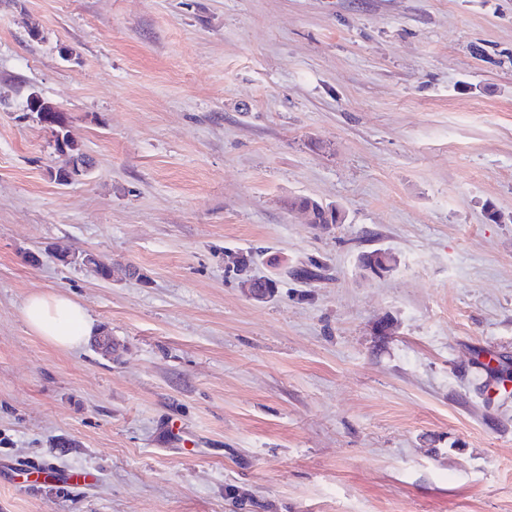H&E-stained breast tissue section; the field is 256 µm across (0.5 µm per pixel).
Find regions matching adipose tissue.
I'll return each instance as SVG.
<instances>
[{
  "instance_id": "ef3b65f1",
  "label": "adipose tissue",
  "mask_w": 512,
  "mask_h": 512,
  "mask_svg": "<svg viewBox=\"0 0 512 512\" xmlns=\"http://www.w3.org/2000/svg\"><path fill=\"white\" fill-rule=\"evenodd\" d=\"M22 315L26 325L48 344L73 350L95 331L87 309L62 293H36L25 300Z\"/></svg>"
}]
</instances>
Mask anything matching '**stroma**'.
Returning <instances> with one entry per match:
<instances>
[{"label": "stroma", "mask_w": 512, "mask_h": 512, "mask_svg": "<svg viewBox=\"0 0 512 512\" xmlns=\"http://www.w3.org/2000/svg\"><path fill=\"white\" fill-rule=\"evenodd\" d=\"M0 512H512V0H0ZM55 110H56V112H48L50 114H53L52 122H51V124L53 126L51 127V130H52V137H53V141H54V145H53L54 149L58 153L66 154V155L70 156V158L72 160V166L73 165L80 166V164H82L86 161L85 156H84L83 152L81 151V148L79 147V145L76 142H74V141L67 142L65 140L60 142L59 133H60L61 129L66 126L67 121H66V117L63 112H60L57 108H55ZM55 110H53V111H55ZM64 148L66 149V151H64ZM296 206L311 209L313 217L311 224H315L314 226L316 227L327 228L329 224H336L339 219V215H335V212L337 211L335 208H326L318 201L308 197L295 199L292 202L291 207L293 208ZM22 315L26 325L48 344L73 350L80 347L95 330L87 309L62 293H36L25 300Z\"/></svg>", "instance_id": "obj_1"}]
</instances>
